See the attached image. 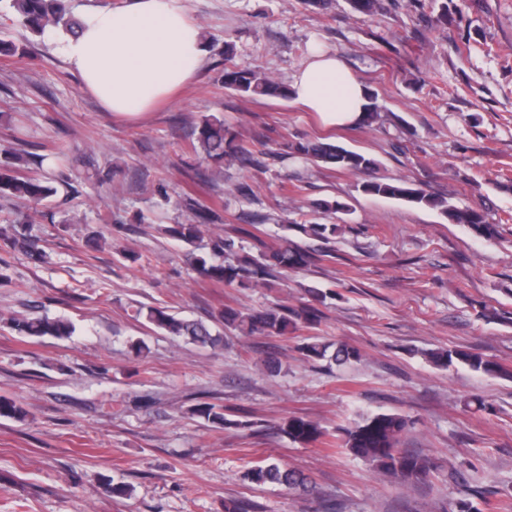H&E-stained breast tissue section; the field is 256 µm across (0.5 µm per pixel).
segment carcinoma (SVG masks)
Returning <instances> with one entry per match:
<instances>
[{
	"mask_svg": "<svg viewBox=\"0 0 512 512\" xmlns=\"http://www.w3.org/2000/svg\"><path fill=\"white\" fill-rule=\"evenodd\" d=\"M4 10L12 15L30 33L41 36L49 27H63L74 31L75 22L69 14V0H3ZM351 10L359 15L373 16L383 10L381 0H348ZM224 87L251 98H286L287 87L273 81L261 72L239 65L224 68ZM192 152L201 151L205 158L219 165L224 161H243L260 167L262 162L255 157L224 121L206 118L197 127L195 138L190 142ZM285 152L302 155L329 168L347 171H365L374 166V161L365 155L343 146L325 141L285 143ZM24 155L9 153L7 160L0 164V198L17 199L35 206L53 197L56 188L39 177H25L18 169L25 165ZM366 195L382 196L422 205L439 211L451 224H462L473 234L484 239L500 235V225L489 221L486 211L471 206H457L443 196L432 195L416 184L401 178L373 177L361 184ZM189 211L188 222L176 224L167 233L190 246L199 238L201 227L216 218V214L200 207L189 198L185 200ZM294 230L304 237L324 244L333 242L340 230L338 224H296ZM0 242L13 251L26 254L30 259L41 262L46 253L28 232L26 224H9L0 230ZM232 237L215 244V250L229 252L234 259L229 263H212L203 256L188 252L197 272L210 280L226 285L266 284L278 278L284 271L306 267L321 257H333V250H322L317 254L309 252L292 239L270 253L255 256L249 252L235 250ZM310 299L297 305H277L260 311L243 312L226 306L217 320L224 322L249 335L282 336L299 327H311L319 323L322 313L318 304L326 295L316 288L308 289ZM146 319L156 328L171 336L183 337L193 344L215 346L221 338L212 334L210 324L202 320H185L168 313L162 308L147 309ZM4 326L18 336L29 338L53 337L68 339L74 333L73 324L48 314H15L4 321ZM329 345L316 336L307 337L301 344L303 356L311 361L330 360L338 366L357 363L362 359L358 349L345 343L336 344L335 351L328 353ZM429 362L436 367L452 365L465 366L486 375H507L509 371L499 362L480 354L463 349L432 350L427 353ZM193 416L203 418L219 427L251 428L249 420L229 419L224 408L203 402L189 409ZM26 411L14 401L0 398V417L21 421ZM409 420L396 412H378L363 416L355 425L345 430L343 447L353 455L363 458L376 468L384 478L401 484L419 482L437 469V463L427 457L398 448L402 435L408 430ZM281 432L300 444H311L325 436L321 425L312 419L291 417L280 426ZM242 479L250 483H275L293 489L309 491L307 479L299 472L283 469L270 462L264 466L250 467L242 473Z\"/></svg>",
	"mask_w": 512,
	"mask_h": 512,
	"instance_id": "cac0c4a2",
	"label": "carcinoma"
}]
</instances>
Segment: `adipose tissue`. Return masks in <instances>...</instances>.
Listing matches in <instances>:
<instances>
[{"instance_id": "adipose-tissue-1", "label": "adipose tissue", "mask_w": 512, "mask_h": 512, "mask_svg": "<svg viewBox=\"0 0 512 512\" xmlns=\"http://www.w3.org/2000/svg\"><path fill=\"white\" fill-rule=\"evenodd\" d=\"M76 36L58 49L84 91L104 111L135 119L190 85L206 62L199 26L184 0H126L123 7L82 14ZM294 102L324 127L363 122L362 82L330 51L315 48L289 85Z\"/></svg>"}]
</instances>
